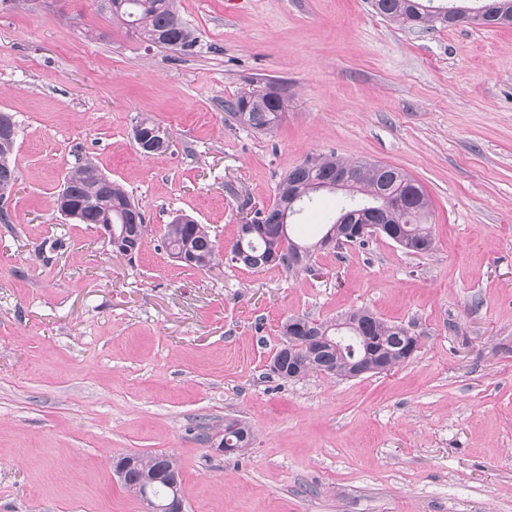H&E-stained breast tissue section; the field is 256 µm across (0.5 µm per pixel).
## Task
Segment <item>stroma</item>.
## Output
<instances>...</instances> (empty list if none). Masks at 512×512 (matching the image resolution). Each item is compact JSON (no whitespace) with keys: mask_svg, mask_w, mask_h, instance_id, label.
Segmentation results:
<instances>
[{"mask_svg":"<svg viewBox=\"0 0 512 512\" xmlns=\"http://www.w3.org/2000/svg\"><path fill=\"white\" fill-rule=\"evenodd\" d=\"M201 50L151 46L95 0L0 6V112L19 177L0 224V512H143L121 455L174 454L185 512H512V28L410 29L370 0H178ZM275 85L279 124L227 105ZM170 147L143 155L142 122ZM397 167L425 189L437 246L376 236L289 274L189 269L179 213L232 245L309 156ZM91 159L145 216L138 254L56 210ZM290 227L311 244L337 193ZM365 307L421 338L358 378L288 381L292 316ZM254 439L218 455L225 419Z\"/></svg>","mask_w":512,"mask_h":512,"instance_id":"stroma-1","label":"stroma"}]
</instances>
